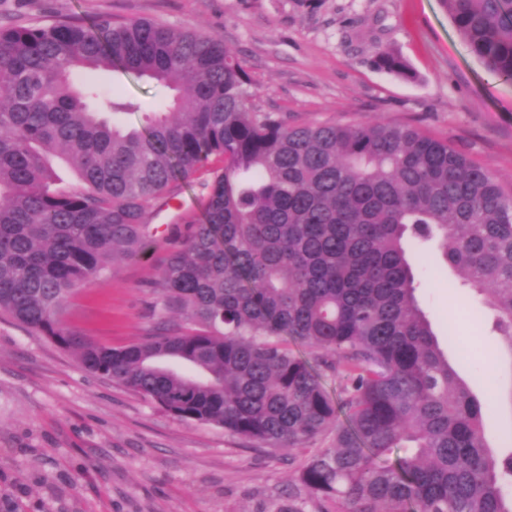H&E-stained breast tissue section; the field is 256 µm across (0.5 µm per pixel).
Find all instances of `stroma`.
Instances as JSON below:
<instances>
[{
  "label": "stroma",
  "instance_id": "1",
  "mask_svg": "<svg viewBox=\"0 0 512 512\" xmlns=\"http://www.w3.org/2000/svg\"><path fill=\"white\" fill-rule=\"evenodd\" d=\"M223 38L249 75V104L289 125L385 121L448 142L512 191V81L488 83L439 0H0V26L97 14ZM390 47L416 74L377 70ZM207 172L151 219L139 259L77 293L65 321L112 347L153 327L149 285L203 212ZM416 291L458 375L487 409L498 455L512 450V355L494 313L456 287L437 247ZM302 450L257 448L185 423L84 370L49 339L0 317V508L9 512H280Z\"/></svg>",
  "mask_w": 512,
  "mask_h": 512
}]
</instances>
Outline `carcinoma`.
I'll return each mask as SVG.
<instances>
[{
  "instance_id": "1",
  "label": "carcinoma",
  "mask_w": 512,
  "mask_h": 512,
  "mask_svg": "<svg viewBox=\"0 0 512 512\" xmlns=\"http://www.w3.org/2000/svg\"><path fill=\"white\" fill-rule=\"evenodd\" d=\"M440 4L488 76L512 80V0ZM373 64L415 78L391 49ZM98 72L169 95L102 112V86L76 80ZM249 85L218 36L148 19L1 27L0 314L179 420L304 449L295 488L320 512H512V451L494 453L408 252L438 245L512 351V192L446 140L290 126L253 111ZM57 152L71 189L54 187ZM212 157L206 208L151 287L153 332L116 348L64 322L109 263L143 254L155 210ZM328 376L345 381L335 396Z\"/></svg>"
}]
</instances>
